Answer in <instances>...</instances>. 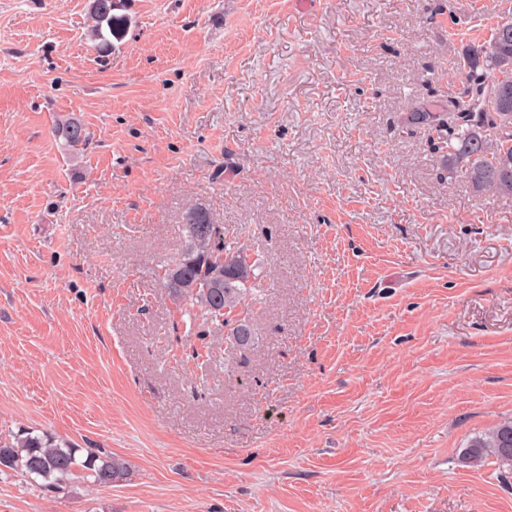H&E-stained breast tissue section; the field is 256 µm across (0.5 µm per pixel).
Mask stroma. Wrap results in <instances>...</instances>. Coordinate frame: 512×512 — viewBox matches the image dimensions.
Returning <instances> with one entry per match:
<instances>
[{
    "label": "stroma",
    "mask_w": 512,
    "mask_h": 512,
    "mask_svg": "<svg viewBox=\"0 0 512 512\" xmlns=\"http://www.w3.org/2000/svg\"><path fill=\"white\" fill-rule=\"evenodd\" d=\"M88 4L0 0V435L130 475L0 512H512L459 459L512 418V197L401 120L512 0H125L105 56ZM195 208L263 259L246 353L154 274ZM56 132L69 148L76 149L85 141L84 127L73 118L58 122Z\"/></svg>",
    "instance_id": "obj_1"
}]
</instances>
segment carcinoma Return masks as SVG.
I'll return each instance as SVG.
<instances>
[{
	"instance_id": "obj_1",
	"label": "carcinoma",
	"mask_w": 512,
	"mask_h": 512,
	"mask_svg": "<svg viewBox=\"0 0 512 512\" xmlns=\"http://www.w3.org/2000/svg\"><path fill=\"white\" fill-rule=\"evenodd\" d=\"M121 0H91L89 37L103 51L109 38L125 36L128 21L116 14ZM457 70L463 80V97L478 100L476 112H432L415 106L405 124L428 132L432 150L440 153L441 165L461 172L476 191L512 196V148L506 164L497 167L504 142L512 141V19L497 25L492 38L481 45L461 49ZM57 134L69 148L85 141L84 127L75 119L57 123ZM185 246L156 269L163 287L182 303L183 314L203 324L227 328L240 350L253 342L250 322L229 317L238 305L257 300L261 262L224 235V225L212 223L202 208L188 212L182 225ZM493 454L499 466L512 473V419H506L484 435L472 438L463 450L464 463L477 466ZM14 471L28 480L42 481L59 492L75 478H91L99 487H109L129 475L128 463L95 448H77L58 443L46 434L23 431L0 438V472Z\"/></svg>"
}]
</instances>
